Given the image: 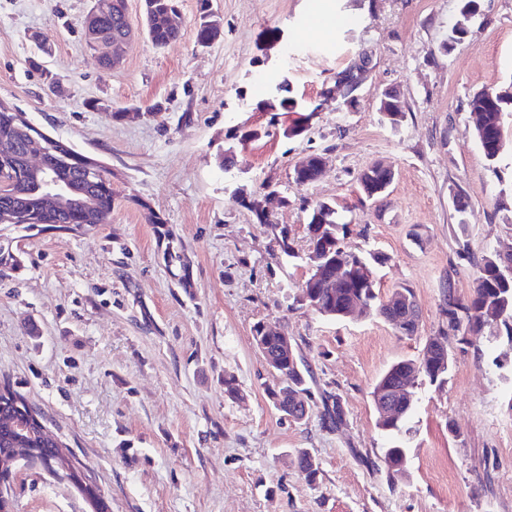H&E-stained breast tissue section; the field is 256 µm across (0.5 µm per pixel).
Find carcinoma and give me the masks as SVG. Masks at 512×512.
Masks as SVG:
<instances>
[{"instance_id":"carcinoma-1","label":"carcinoma","mask_w":512,"mask_h":512,"mask_svg":"<svg viewBox=\"0 0 512 512\" xmlns=\"http://www.w3.org/2000/svg\"><path fill=\"white\" fill-rule=\"evenodd\" d=\"M178 4L179 0H143V25L155 47L165 48L180 39V29L169 22V16L177 11ZM91 15L94 27L111 41L123 42L130 37L132 29L128 21L126 0H95ZM223 29L222 18L204 9L196 22V41L200 46L207 47L221 37ZM499 89L505 91L506 95L495 105L487 103L486 89L474 93L467 103L469 111L480 113L478 122L481 128L475 131V135L489 161L496 160V156L504 149V115L512 112V83L501 85ZM5 141L11 143L20 155L37 145L27 125L10 126L0 122V144ZM85 160L86 156L80 154L70 165L60 167L55 172V175L75 188L73 198L82 200L84 206L69 203L43 205L41 192L37 190L33 178L24 172L15 180L14 197L0 198V224L10 223L6 215L18 204L37 211L42 224L108 223L114 205L112 182L104 175L100 176L98 185L85 182L82 178ZM318 212L326 218V223L318 225L320 231L317 232L312 229V221ZM306 229L310 252L345 254L359 264L371 266L370 259L364 253L346 242L347 223L339 221L334 205L317 203L309 213ZM474 266L478 271V283L470 298H460L450 282L443 288L441 314L446 327L450 331L462 330L472 336L497 337L504 333L512 341V275L509 274L512 253L504 256L494 249L487 250L474 260ZM299 301L320 304L325 311L324 317L329 319H345L348 309L355 304L364 317L375 316L384 320L390 317L387 302L380 300L375 292V281H365L361 276L349 273L332 290L325 288L322 280L305 282V287L300 289ZM403 368L410 372L416 371L419 379L426 378L432 384H442L452 371L453 358H448L445 363L442 356L436 353L427 358L421 355L400 359L374 384L372 399L377 413L376 425L388 440L383 460L387 480L392 484L401 473L400 459L408 455L403 434L409 432L405 423L414 409V402L407 404L402 418L396 421L392 416L383 417L382 400L378 398V393L384 385L394 382L398 371ZM279 374L284 378V383L288 384V390L299 397L308 411H313L315 402L309 386L312 377L304 361L298 355H293L291 359L282 361ZM343 418L340 398L332 394L323 396L321 424L333 428L341 424ZM0 456L38 463L52 474L79 480L77 461L63 452L61 442L45 432L40 417L8 385L0 387ZM311 457L312 453L307 448L296 450L295 463L299 472L308 484L314 485L320 470L312 465Z\"/></svg>"}]
</instances>
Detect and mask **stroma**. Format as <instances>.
Masks as SVG:
<instances>
[{"mask_svg":"<svg viewBox=\"0 0 512 512\" xmlns=\"http://www.w3.org/2000/svg\"><path fill=\"white\" fill-rule=\"evenodd\" d=\"M205 3L224 32L203 48L195 23ZM93 4L0 0V101L100 161L115 196L105 224H0L16 264L0 276V385L83 463L111 512H512L504 338H449L450 378L416 389L404 474L391 485L371 468L387 445L374 383L437 335L446 282L472 295L469 255L512 248V114L491 162L467 107L473 93L512 81V0H479L447 53L458 0H179L182 37L163 49L139 32L143 0H127L136 33L111 70L85 38ZM364 49L372 65L358 105L338 111L327 90ZM285 78L314 112L309 130L229 141L238 127L266 124L263 90ZM387 90L404 105L395 130L378 111ZM130 107L143 116L115 119ZM314 153L321 177L295 182V165ZM377 161L395 179L382 198L362 199L356 178ZM264 182L288 198L268 210L292 254L242 201ZM322 201L347 222L352 247L385 255L380 299L413 288L415 335L298 301L307 208ZM151 212L159 223H148ZM170 248L183 262L167 261ZM260 322L296 341L314 396L339 395L336 429L315 414L289 422L273 407L268 393L282 379L254 340ZM228 375L238 399L224 395ZM299 448L319 463L315 485L296 467ZM12 472V512H90L71 482L23 462Z\"/></svg>","mask_w":512,"mask_h":512,"instance_id":"35a3bbf8","label":"stroma"}]
</instances>
